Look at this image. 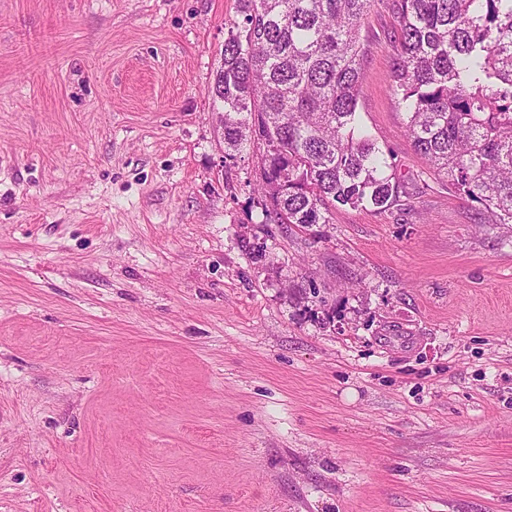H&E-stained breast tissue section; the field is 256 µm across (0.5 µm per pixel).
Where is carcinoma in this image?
I'll list each match as a JSON object with an SVG mask.
<instances>
[{"label":"carcinoma","mask_w":512,"mask_h":512,"mask_svg":"<svg viewBox=\"0 0 512 512\" xmlns=\"http://www.w3.org/2000/svg\"><path fill=\"white\" fill-rule=\"evenodd\" d=\"M374 0H237L215 86L224 162L264 142L253 204L265 224L330 223L339 206L385 211L401 184L363 127L361 21ZM391 94L415 151L512 224V0H393Z\"/></svg>","instance_id":"carcinoma-1"}]
</instances>
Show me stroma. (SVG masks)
Segmentation results:
<instances>
[{"mask_svg": "<svg viewBox=\"0 0 512 512\" xmlns=\"http://www.w3.org/2000/svg\"><path fill=\"white\" fill-rule=\"evenodd\" d=\"M234 15L0 0V512H512V227L405 136L391 0L399 201L304 229L222 163Z\"/></svg>", "mask_w": 512, "mask_h": 512, "instance_id": "stroma-1", "label": "stroma"}]
</instances>
